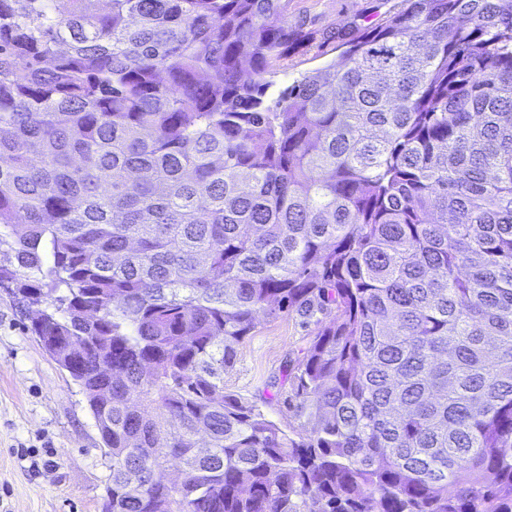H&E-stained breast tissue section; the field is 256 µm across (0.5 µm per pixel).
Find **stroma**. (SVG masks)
Listing matches in <instances>:
<instances>
[{
    "instance_id": "stroma-1",
    "label": "stroma",
    "mask_w": 512,
    "mask_h": 512,
    "mask_svg": "<svg viewBox=\"0 0 512 512\" xmlns=\"http://www.w3.org/2000/svg\"><path fill=\"white\" fill-rule=\"evenodd\" d=\"M401 0H290L287 22L301 29L272 74L275 89L323 67L340 53L329 30L383 22ZM22 304L0 290V512H102L112 459L81 387L44 351ZM307 330L295 314L260 319L239 347L225 391L256 403L281 425L293 422L272 381L287 356L304 347Z\"/></svg>"
}]
</instances>
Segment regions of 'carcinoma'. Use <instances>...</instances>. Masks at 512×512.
Instances as JSON below:
<instances>
[{"label": "carcinoma", "mask_w": 512, "mask_h": 512, "mask_svg": "<svg viewBox=\"0 0 512 512\" xmlns=\"http://www.w3.org/2000/svg\"><path fill=\"white\" fill-rule=\"evenodd\" d=\"M100 2L0 0V288L88 345L103 512H512V0H403L271 105L288 0ZM282 312L286 428L224 391Z\"/></svg>", "instance_id": "cac0c4a2"}]
</instances>
